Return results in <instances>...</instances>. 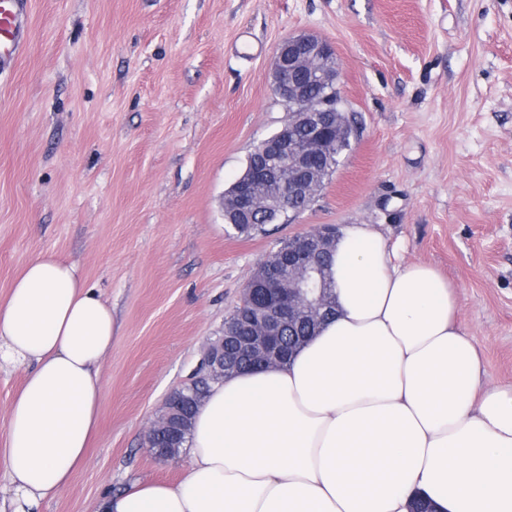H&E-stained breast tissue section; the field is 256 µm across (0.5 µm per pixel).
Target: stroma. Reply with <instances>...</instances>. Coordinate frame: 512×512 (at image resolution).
I'll return each instance as SVG.
<instances>
[{
    "label": "stroma",
    "instance_id": "1",
    "mask_svg": "<svg viewBox=\"0 0 512 512\" xmlns=\"http://www.w3.org/2000/svg\"><path fill=\"white\" fill-rule=\"evenodd\" d=\"M0 65V303L51 253L112 308L99 430L33 512H95L186 454L146 432L280 241L368 224L455 287L488 386L512 383V0H30ZM336 49L351 148L310 207L246 236L224 194L287 121L276 48Z\"/></svg>",
    "mask_w": 512,
    "mask_h": 512
}]
</instances>
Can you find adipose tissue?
Segmentation results:
<instances>
[{
  "mask_svg": "<svg viewBox=\"0 0 512 512\" xmlns=\"http://www.w3.org/2000/svg\"><path fill=\"white\" fill-rule=\"evenodd\" d=\"M336 313L285 364L213 385L175 485L132 483L97 512H512V384L482 385L452 285L398 263L370 225L331 266ZM112 309L74 265L31 259L0 304V363L26 366L10 408L12 512L55 496L99 423Z\"/></svg>",
  "mask_w": 512,
  "mask_h": 512,
  "instance_id": "1",
  "label": "adipose tissue"
}]
</instances>
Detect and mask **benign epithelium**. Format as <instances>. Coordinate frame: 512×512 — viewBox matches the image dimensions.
<instances>
[{"label": "benign epithelium", "instance_id": "benign-epithelium-1", "mask_svg": "<svg viewBox=\"0 0 512 512\" xmlns=\"http://www.w3.org/2000/svg\"><path fill=\"white\" fill-rule=\"evenodd\" d=\"M273 76L274 91L288 105L289 117L277 133L257 145L266 160L264 168L252 169L236 181V207L248 217L260 204L258 189L270 181L280 184L281 210L295 215L304 211L299 202L311 199L317 187L313 164L317 158L332 154L330 139L336 132L334 93L340 87L336 53L330 43L308 34L284 39L275 52ZM316 84L327 86L329 93L313 97L310 89ZM299 128L309 131L308 136L298 137ZM329 235H336V226L326 224L294 236L278 265L249 278L244 290L251 294L257 291L260 298L251 334L242 338L230 323H224V336L207 344L205 368L197 371L198 377L224 379L226 346L235 360L245 358L256 367L275 363L281 357L280 334L285 326L306 318L313 324L321 320L331 299L315 278L316 243ZM182 424V404L171 396L163 413L151 423L147 438L163 443L175 441Z\"/></svg>", "mask_w": 512, "mask_h": 512}]
</instances>
